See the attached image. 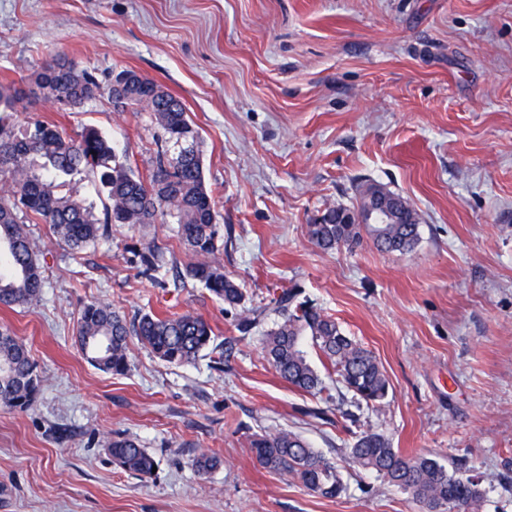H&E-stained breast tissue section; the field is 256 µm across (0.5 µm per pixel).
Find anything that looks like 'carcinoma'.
<instances>
[{"label": "carcinoma", "instance_id": "carcinoma-1", "mask_svg": "<svg viewBox=\"0 0 512 512\" xmlns=\"http://www.w3.org/2000/svg\"><path fill=\"white\" fill-rule=\"evenodd\" d=\"M65 59H46L36 80L56 85L50 100H71L74 112L96 98L102 87L89 72L68 76ZM156 81L140 76L138 89L108 88L109 95L124 96L132 109L152 113L165 148L157 151L148 178L134 173L126 157L95 127H86L73 139L55 124L35 122L20 134L10 120L21 91L14 83L0 84V305L30 307L45 286L43 268L34 250L28 225L47 224L56 240L77 256L102 235L103 225L93 207L57 191L55 180L85 171L100 173V183L112 207L105 223L164 224L176 220L178 236L190 254L182 276L202 283L225 305L235 308L244 300L242 288L224 273L216 261L220 250V226L216 224L215 200L207 188L193 127L182 102L167 92L155 93ZM373 209L371 223L358 224L356 216ZM310 240L324 251L357 245L368 236L381 250L408 253L420 239V222L409 202L384 186L370 184L360 192L358 205L330 207L307 225ZM129 263L151 279L168 265L167 250L153 241L129 249ZM290 289L273 300L270 308L280 315L263 337L264 358L296 389L319 394L323 379L302 350L304 337L311 338L321 357L340 382L356 398L381 406L389 382L370 350L347 336L322 309L297 301ZM266 307L251 308L239 315L237 328L247 334L265 320ZM135 336L160 360L186 364L214 341L209 322L186 311L164 317L146 313L129 323L112 306L91 301L80 311L78 345L98 369L122 374L129 367V338ZM43 378L24 344L9 331H0V406L16 411L32 408ZM249 448L257 463L272 472L296 478L308 490L325 498L344 491L335 466L300 434L291 431L253 434ZM113 462L141 478L152 476L154 457L132 438L117 436L108 443ZM352 462L376 473L388 484L407 493L426 512H441L461 504L474 506L481 498L480 483L455 469H448L427 454L407 456L393 447L382 433L367 431L349 448ZM219 458L198 454L194 467L210 473Z\"/></svg>", "mask_w": 512, "mask_h": 512}]
</instances>
